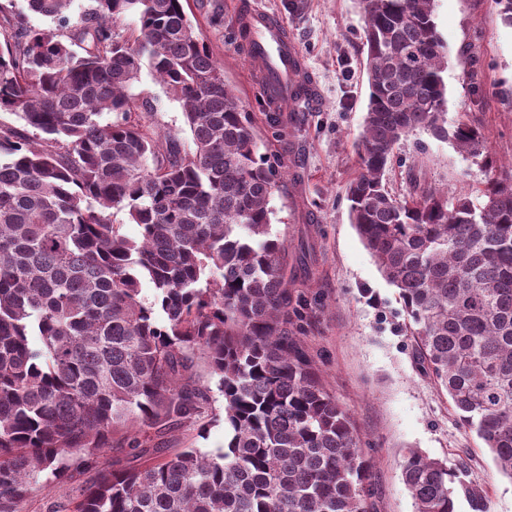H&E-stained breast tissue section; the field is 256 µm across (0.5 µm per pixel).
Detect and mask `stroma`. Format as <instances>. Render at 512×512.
<instances>
[{
	"label": "stroma",
	"mask_w": 512,
	"mask_h": 512,
	"mask_svg": "<svg viewBox=\"0 0 512 512\" xmlns=\"http://www.w3.org/2000/svg\"><path fill=\"white\" fill-rule=\"evenodd\" d=\"M239 0H222L221 24L208 23L201 0H188L189 15L199 22L224 77L256 121L262 149L278 153L287 180L271 206V232L293 247L314 233L317 253L302 295L303 340L322 372L326 390L351 414L361 448L371 463L369 512H414L401 475L406 449L433 458L466 457L465 482L482 488L490 512H512V480L501 475L475 433L462 426L451 400L424 374L406 331L396 288L379 272L349 219L346 186L358 167L354 144L368 103L366 52L359 33L358 0H300L297 11L287 0H257L283 16L316 86L315 100L294 103L304 124L287 142L273 139L265 124L260 83L243 47L234 39ZM435 22L446 47L443 72L449 120L459 116L478 123L499 169L512 166V26L505 25L494 0H435ZM134 91L153 112L161 131L183 130L179 103L142 71ZM398 160L387 187L406 190L409 165L449 195L482 187V160L459 152L423 129L410 132L394 149ZM224 445V400L215 397L199 420L165 436L164 455L185 448L211 452ZM85 475L50 481L30 495L22 512H73Z\"/></svg>",
	"instance_id": "obj_1"
}]
</instances>
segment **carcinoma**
<instances>
[{"mask_svg": "<svg viewBox=\"0 0 512 512\" xmlns=\"http://www.w3.org/2000/svg\"><path fill=\"white\" fill-rule=\"evenodd\" d=\"M0 4V512L41 475L97 469L114 436L149 448L224 398V451L184 448L98 469L76 512H368L370 464L294 326L308 277L272 237L282 174L186 0ZM369 101L347 186L350 222L398 290L417 357L460 423L512 479V172L448 197L422 168L385 186L393 147L423 129L473 158L448 124L434 0H360ZM48 17L37 29L29 15ZM128 14L136 30L118 29ZM179 102L192 147L157 132L131 89L144 66ZM141 227L132 241L113 211ZM154 289L151 303L141 284ZM41 346L30 345V337ZM208 359L215 386L193 378ZM415 512H488L453 465L410 448Z\"/></svg>", "mask_w": 512, "mask_h": 512, "instance_id": "cac0c4a2", "label": "carcinoma"}]
</instances>
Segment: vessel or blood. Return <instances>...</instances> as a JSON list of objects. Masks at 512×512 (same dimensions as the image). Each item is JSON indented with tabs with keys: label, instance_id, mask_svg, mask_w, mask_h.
Segmentation results:
<instances>
[{
	"label": "vessel or blood",
	"instance_id": "obj_1",
	"mask_svg": "<svg viewBox=\"0 0 512 512\" xmlns=\"http://www.w3.org/2000/svg\"><path fill=\"white\" fill-rule=\"evenodd\" d=\"M246 15L253 32L247 58L267 92L272 110L287 111L299 88L312 84L299 46L282 17L256 4L247 8Z\"/></svg>",
	"mask_w": 512,
	"mask_h": 512
}]
</instances>
